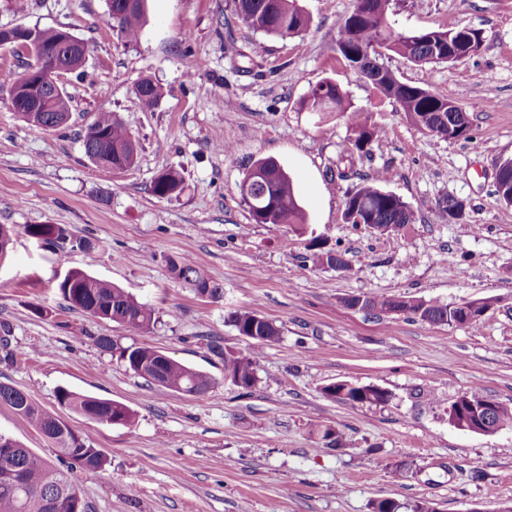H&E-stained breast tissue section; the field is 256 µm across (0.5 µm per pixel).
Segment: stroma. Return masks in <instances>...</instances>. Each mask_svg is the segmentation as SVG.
<instances>
[{
  "instance_id": "obj_1",
  "label": "stroma",
  "mask_w": 512,
  "mask_h": 512,
  "mask_svg": "<svg viewBox=\"0 0 512 512\" xmlns=\"http://www.w3.org/2000/svg\"><path fill=\"white\" fill-rule=\"evenodd\" d=\"M311 24L299 37L253 31L230 0H147L139 40L125 44L106 0H0V28H60L88 46L69 75L68 123L27 124L10 108L25 53L0 46V224L14 230L0 262V323L15 358L0 383L59 413L100 449L103 470L78 473L85 512H371L372 501L425 499L439 512H500L512 504V427L479 434L448 420L449 405L479 389L512 403V205L498 200L499 164L512 158V0H397L396 30L473 27L485 40L461 61L418 65L393 54L397 78L456 101L467 137L420 130L399 105L336 52L352 0H298ZM158 85L157 106L134 93ZM330 80L376 127L369 158L342 155L355 134L338 112L303 100ZM116 113L137 144L121 172L97 168L81 137L97 113ZM272 158L292 177L306 222L255 223L239 193L253 163ZM172 168L181 192L160 198L154 178ZM381 174L412 224L381 232L344 217L362 178ZM462 201L448 223L438 200ZM59 224L85 248L52 250L24 232ZM345 269L316 267L309 244ZM202 265L224 290L200 297L166 256ZM71 271L106 280L155 310L140 341L208 372L216 386L188 396L147 384L96 346L118 324L68 309L58 284ZM351 294L407 296L455 306L485 301L478 327L430 324L342 303ZM252 311L281 334L262 345L254 387L224 379L225 355L250 351L228 320ZM345 381L391 394L350 406L323 389ZM111 399L135 413L104 425L59 406L58 389ZM342 431L331 449L319 431ZM0 433L48 460L57 452L0 403ZM407 475L394 479V468Z\"/></svg>"
}]
</instances>
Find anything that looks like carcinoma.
I'll list each match as a JSON object with an SVG mask.
<instances>
[{
  "instance_id": "cac0c4a2",
  "label": "carcinoma",
  "mask_w": 512,
  "mask_h": 512,
  "mask_svg": "<svg viewBox=\"0 0 512 512\" xmlns=\"http://www.w3.org/2000/svg\"><path fill=\"white\" fill-rule=\"evenodd\" d=\"M108 16L119 28L127 42L140 38L146 19V0L129 10L119 8L121 0H107ZM394 0H352L351 10L342 18L336 33V44L342 59L352 68L361 63L362 47L373 43L381 45L383 52L374 56L367 81L387 97L393 99L422 129L448 138V124L456 123L469 130L466 113L451 106L453 100L443 98L416 86L401 82L390 73L385 58L394 53L420 64L448 62V44L456 45L483 32L474 28L453 30L396 32L389 23V13ZM234 12L248 28L272 37H294L306 31L310 19L298 6V0H232ZM136 97L146 106L153 107L162 97L161 89L149 79L141 80L135 87ZM304 105L315 112H341L347 115L357 128V136L350 141L347 152L363 157L370 153V146L378 139L375 128L363 124L357 111L351 109L345 94L336 84L326 80L312 87L304 99ZM48 119L61 123L69 119L70 97L64 92L45 105ZM84 153L96 166L103 169L133 165L137 146L123 122L112 112H100L83 136ZM380 175L369 178L354 192L348 194L345 214L365 210L367 223L380 231H395L412 223V211L397 195L383 190L378 182ZM182 180L179 174L168 169L152 182L155 196L167 197L179 190ZM242 183L248 191L241 194L252 219L257 224H303L305 214L300 206L292 179L284 168L273 159L257 161L246 173ZM24 232L46 245L61 247L71 243L84 247L86 243L74 240L69 231L56 224H28ZM315 266L341 267L343 260L324 246L317 244L309 254ZM171 272L208 294L212 300L223 297V288L208 276L207 272L185 256L168 258ZM63 298L69 307L88 316L111 321L122 326L132 335L150 330L155 323L154 309L138 301L133 295L79 271L65 275L59 284ZM362 308L383 313L409 312L431 324L459 322V307H450L439 301L414 300L397 296H363ZM232 325L242 336L254 338L255 350L224 359V379L248 389L257 381L256 348L272 342L280 336V330L272 322L249 311L234 312L229 316ZM100 350L123 362L134 374L148 382L179 394L196 392L202 396L214 387L216 380L209 373L191 368L167 354L146 346H124L114 336L96 337ZM324 394L351 405L384 404L389 401L388 391L376 386H352L337 382L324 388ZM462 398L477 405L487 402L491 412V425L496 429L512 427V405L494 401L478 390L462 394ZM60 405L82 413L89 418L115 425L132 423L134 412L125 404L78 394L66 388L57 392ZM0 403L8 405L18 416L30 423L51 441L59 456L70 460L71 467L64 470L15 439L0 434V512H54V505L66 502L65 512H84V503L73 476V468L90 473L101 470L106 464L103 453L77 436L53 411L38 404L20 389L0 384ZM386 512H437L427 500L400 502L389 501Z\"/></svg>"
}]
</instances>
